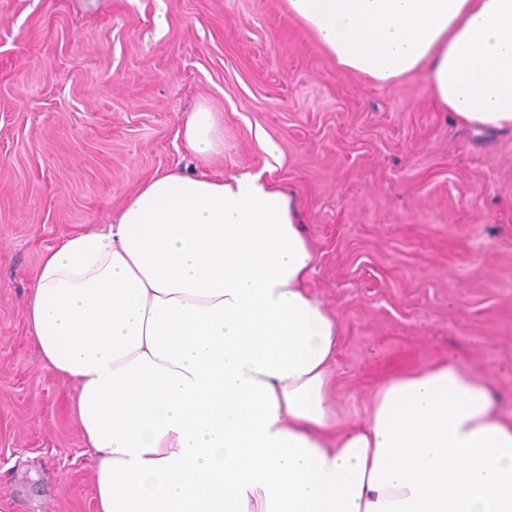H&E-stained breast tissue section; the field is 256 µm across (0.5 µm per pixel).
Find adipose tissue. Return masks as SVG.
Wrapping results in <instances>:
<instances>
[{
  "instance_id": "ef3b65f1",
  "label": "adipose tissue",
  "mask_w": 512,
  "mask_h": 512,
  "mask_svg": "<svg viewBox=\"0 0 512 512\" xmlns=\"http://www.w3.org/2000/svg\"><path fill=\"white\" fill-rule=\"evenodd\" d=\"M373 87L423 74L463 124L512 129V0H286ZM180 135L222 150L201 107ZM297 202L264 172L165 169L43 254L27 303L76 388L99 512H512V421L455 360L390 377L337 431L339 326L308 289Z\"/></svg>"
}]
</instances>
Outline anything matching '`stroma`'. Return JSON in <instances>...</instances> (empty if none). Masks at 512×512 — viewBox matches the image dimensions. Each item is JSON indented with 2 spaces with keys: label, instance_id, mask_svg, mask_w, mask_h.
I'll list each match as a JSON object with an SVG mask.
<instances>
[{
  "label": "stroma",
  "instance_id": "1",
  "mask_svg": "<svg viewBox=\"0 0 512 512\" xmlns=\"http://www.w3.org/2000/svg\"><path fill=\"white\" fill-rule=\"evenodd\" d=\"M217 112L215 176L272 168L299 200L334 314L338 429L386 379L454 358L512 419V132L381 90L302 36L285 0H0V512H97L95 462L25 321L44 251L106 224ZM276 141L278 161L261 147Z\"/></svg>",
  "mask_w": 512,
  "mask_h": 512
}]
</instances>
